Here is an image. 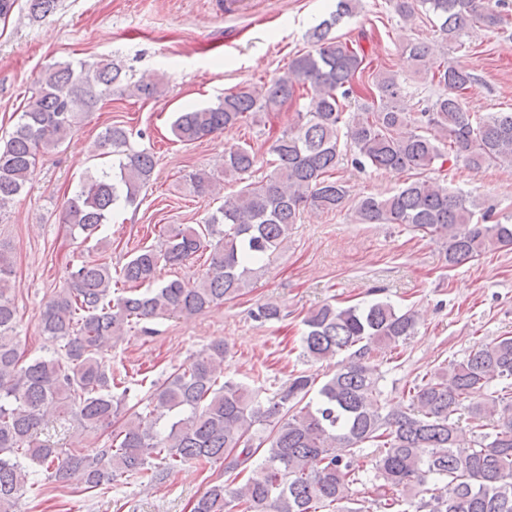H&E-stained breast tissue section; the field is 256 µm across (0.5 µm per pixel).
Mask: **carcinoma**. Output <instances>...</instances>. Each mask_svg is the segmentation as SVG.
Returning a JSON list of instances; mask_svg holds the SVG:
<instances>
[{"instance_id":"obj_1","label":"carcinoma","mask_w":512,"mask_h":512,"mask_svg":"<svg viewBox=\"0 0 512 512\" xmlns=\"http://www.w3.org/2000/svg\"><path fill=\"white\" fill-rule=\"evenodd\" d=\"M58 0H28L34 19L46 18ZM360 0H338L333 21L312 32V48L261 91L240 88L213 106L178 113L171 133L185 145L262 118L305 89L304 111L268 149L246 143L229 149L221 165L227 181L250 182L224 196L202 224L164 228L157 250L137 248L120 268L100 255L69 270L43 309L38 330L58 348L31 361L22 349L17 310L7 295L14 275L11 247L0 240V512H16L30 488L29 461L65 482L76 473L86 489L119 477L148 487L189 463L220 462L240 483L215 480L191 512H367L354 506L351 486H372L371 504L386 512H512V336L498 337L416 380L399 398L381 388L372 369L375 351L395 350L417 333L415 314L377 300L338 307L326 302L303 318V356L312 364L345 352L322 383L294 376L263 401L246 386L224 379L227 346L213 343L190 363L150 383L146 400L125 410L130 387L112 373L106 349L143 323L193 317L243 295L257 265L288 239L303 208L326 213L347 207L360 224H401L445 247L448 266L512 246V216L493 218L471 194L451 193L424 173L452 159L474 173L512 167V112H472L465 94L475 81L465 67L436 63L433 49L408 42L416 73L443 93L414 117L399 77L372 70L364 50L330 35L334 22L358 12ZM408 22L419 11L433 16L443 41H458L471 25L512 24V13L483 0H394ZM368 79L356 98V83ZM163 80L131 81L110 59L56 62L26 98L13 130L0 137V215L33 179L40 150L58 147L84 116L112 95L149 100ZM419 124L401 138L404 126ZM132 133L112 123L94 142L107 167L86 174L64 207L62 220L88 240L114 214L135 204L151 180L154 153L135 149ZM272 159L264 160L265 154ZM351 158L357 168L415 172L393 194L350 202L337 171ZM270 167L252 179L257 166ZM190 193L215 197L221 179L198 169ZM209 252L205 274L193 282L175 275L157 283L163 267L183 265ZM261 322L281 310L251 311ZM56 403L63 417L85 428L112 429L110 444L92 454L62 453L40 438L43 407ZM468 415L470 435L454 415ZM365 452L366 464L353 456Z\"/></svg>"}]
</instances>
